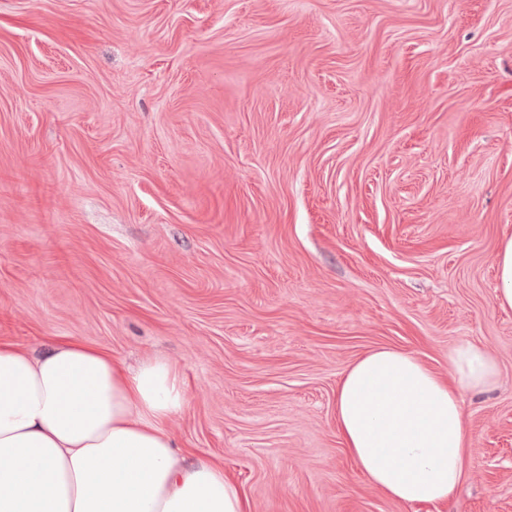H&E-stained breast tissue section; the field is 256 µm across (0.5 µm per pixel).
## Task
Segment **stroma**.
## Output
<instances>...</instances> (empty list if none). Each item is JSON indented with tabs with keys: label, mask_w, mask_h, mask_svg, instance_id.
Returning <instances> with one entry per match:
<instances>
[{
	"label": "stroma",
	"mask_w": 512,
	"mask_h": 512,
	"mask_svg": "<svg viewBox=\"0 0 512 512\" xmlns=\"http://www.w3.org/2000/svg\"><path fill=\"white\" fill-rule=\"evenodd\" d=\"M512 0H0V337L178 366L250 512H512ZM470 341L452 502L371 487L344 370ZM498 273L501 287L496 300L502 308H512V239L506 241L498 253Z\"/></svg>",
	"instance_id": "stroma-1"
}]
</instances>
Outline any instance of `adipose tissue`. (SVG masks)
I'll return each instance as SVG.
<instances>
[{"label": "adipose tissue", "mask_w": 512, "mask_h": 512, "mask_svg": "<svg viewBox=\"0 0 512 512\" xmlns=\"http://www.w3.org/2000/svg\"><path fill=\"white\" fill-rule=\"evenodd\" d=\"M448 364L449 382L383 346L339 383L342 442L394 502L449 501L469 475L462 396L493 388L498 364L471 342L455 346ZM186 406L168 362L131 369L73 338L37 354L0 339V512H247L221 461L175 451L167 423Z\"/></svg>", "instance_id": "obj_1"}]
</instances>
